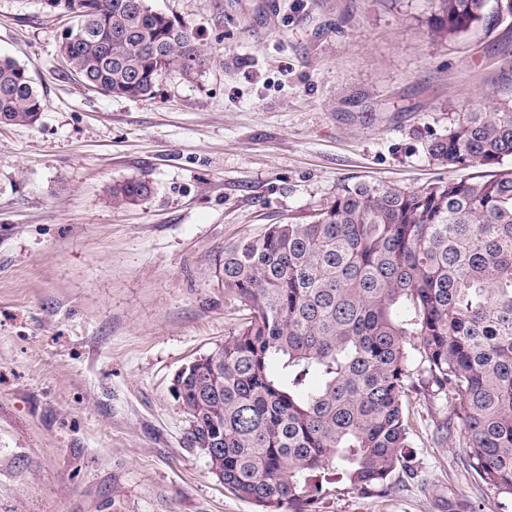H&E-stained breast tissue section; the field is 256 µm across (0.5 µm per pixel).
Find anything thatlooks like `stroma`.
<instances>
[{
  "mask_svg": "<svg viewBox=\"0 0 512 512\" xmlns=\"http://www.w3.org/2000/svg\"><path fill=\"white\" fill-rule=\"evenodd\" d=\"M205 58L149 100L65 72L70 19L0 0V54L46 101L0 126V512H258L189 445L175 373L245 313L225 246L304 223L337 188L456 178L427 152L512 100V18L449 39L435 0H150ZM143 178L152 195L113 207ZM412 458L312 512H500L447 401L410 397ZM152 194V185L143 179H131L114 184L109 190L112 205H137Z\"/></svg>",
  "mask_w": 512,
  "mask_h": 512,
  "instance_id": "obj_1",
  "label": "stroma"
}]
</instances>
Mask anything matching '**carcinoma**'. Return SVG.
<instances>
[{"label":"carcinoma","mask_w":512,"mask_h":512,"mask_svg":"<svg viewBox=\"0 0 512 512\" xmlns=\"http://www.w3.org/2000/svg\"><path fill=\"white\" fill-rule=\"evenodd\" d=\"M490 0H436L449 38L490 28ZM75 25L67 71L117 97L149 98L205 63L193 34L149 0H55ZM45 99L0 55V124L32 126ZM465 174L423 187L342 186L307 222L224 248V289L246 321L177 373L194 448L236 496L310 512L331 480L366 490L411 457L408 393L448 401L470 467L512 505V106L488 103L430 140ZM152 185L112 186L137 205Z\"/></svg>","instance_id":"cac0c4a2"}]
</instances>
